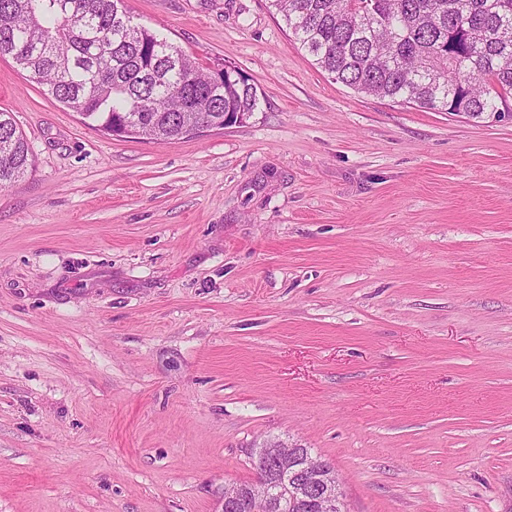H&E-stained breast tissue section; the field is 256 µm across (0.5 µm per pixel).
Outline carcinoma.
Returning a JSON list of instances; mask_svg holds the SVG:
<instances>
[{"label": "carcinoma", "mask_w": 512, "mask_h": 512, "mask_svg": "<svg viewBox=\"0 0 512 512\" xmlns=\"http://www.w3.org/2000/svg\"><path fill=\"white\" fill-rule=\"evenodd\" d=\"M286 28L338 82L380 98L475 119L512 93V0H271ZM84 123L143 140H179L191 112L241 121L256 89L231 65L211 71L150 29L122 0H0V57ZM12 113L0 111V188L31 167Z\"/></svg>", "instance_id": "1"}]
</instances>
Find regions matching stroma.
Instances as JSON below:
<instances>
[{"label": "stroma", "mask_w": 512, "mask_h": 512, "mask_svg": "<svg viewBox=\"0 0 512 512\" xmlns=\"http://www.w3.org/2000/svg\"><path fill=\"white\" fill-rule=\"evenodd\" d=\"M125 7L259 106L118 138L0 58V512H224L270 439L346 512H512V122L337 82L270 0ZM0 188L18 182L31 167L29 144L11 112L0 111Z\"/></svg>", "instance_id": "obj_1"}]
</instances>
